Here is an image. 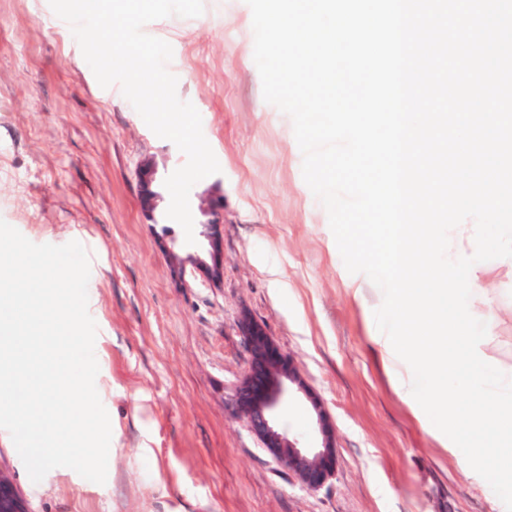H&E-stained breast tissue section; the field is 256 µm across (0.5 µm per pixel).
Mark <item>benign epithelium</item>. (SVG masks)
Listing matches in <instances>:
<instances>
[{"label": "benign epithelium", "instance_id": "obj_1", "mask_svg": "<svg viewBox=\"0 0 512 512\" xmlns=\"http://www.w3.org/2000/svg\"><path fill=\"white\" fill-rule=\"evenodd\" d=\"M138 197L144 215L152 220L160 195L155 190L156 171L148 160L136 169ZM199 237L207 248L196 254H180L176 240L162 244L171 268L179 280L186 273H198L208 283L221 284L224 269V192L215 184L201 197ZM249 353L248 369L235 385L229 402L231 413L242 420L263 448L309 492L322 490L335 476L336 434L330 416L319 398L301 377L295 358L280 349L265 327L245 314L237 324ZM302 392L315 415L317 444L304 446L282 427L278 414L292 391ZM0 512H28V504L11 474L0 468Z\"/></svg>", "mask_w": 512, "mask_h": 512}]
</instances>
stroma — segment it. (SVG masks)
<instances>
[{"label": "stroma", "mask_w": 512, "mask_h": 512, "mask_svg": "<svg viewBox=\"0 0 512 512\" xmlns=\"http://www.w3.org/2000/svg\"><path fill=\"white\" fill-rule=\"evenodd\" d=\"M173 49L177 95L202 118L220 173L191 206L224 192V281L181 284L158 241L184 231L147 223L135 172L167 178L185 155L145 124L120 85L101 87L48 0H0V219L36 244L80 242L90 256L97 324L95 386L111 421L105 484L58 467L32 482L0 442L30 512H495L458 462L399 399L370 340L367 307L324 207L302 175L289 116L265 102L246 0H204L195 18L145 25ZM282 272L272 285L270 268ZM500 322L496 355L512 360V266L484 262ZM297 361L336 431L327 488L303 490L224 405L248 367L241 312Z\"/></svg>", "instance_id": "35a3bbf8"}]
</instances>
